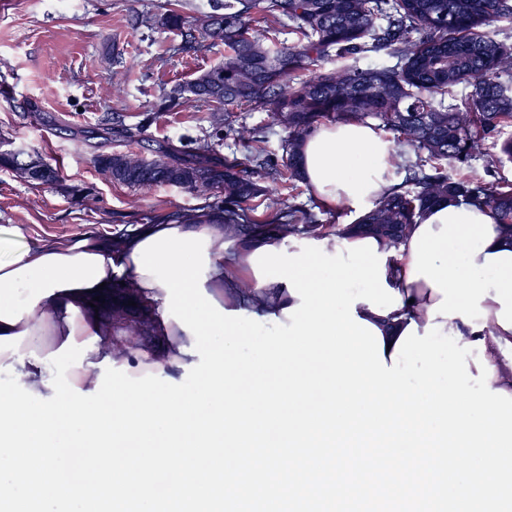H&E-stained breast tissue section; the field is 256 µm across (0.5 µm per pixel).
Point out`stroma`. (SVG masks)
I'll use <instances>...</instances> for the list:
<instances>
[{"label": "stroma", "instance_id": "1", "mask_svg": "<svg viewBox=\"0 0 512 512\" xmlns=\"http://www.w3.org/2000/svg\"><path fill=\"white\" fill-rule=\"evenodd\" d=\"M164 0H0V137L41 155L56 168L53 185L26 182L0 169V228L34 244L84 235L125 233L144 223L148 211L193 209L201 197L172 186L142 192L112 183L90 161L74 129L95 127L104 113L130 127H142L152 141L179 142L196 136L202 109L186 106L147 115L161 94L192 80L224 57L223 44L178 52L180 34L162 26H133L132 16L156 17ZM231 132L221 156L243 158L239 128L264 129L266 149L281 157L282 129L266 113L231 109ZM85 188L74 204L68 187ZM254 199L259 219L271 220L276 203L309 207L314 197L300 181L266 182Z\"/></svg>", "mask_w": 512, "mask_h": 512}]
</instances>
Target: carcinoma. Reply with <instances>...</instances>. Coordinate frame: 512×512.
Returning a JSON list of instances; mask_svg holds the SVG:
<instances>
[{
	"label": "carcinoma",
	"mask_w": 512,
	"mask_h": 512,
	"mask_svg": "<svg viewBox=\"0 0 512 512\" xmlns=\"http://www.w3.org/2000/svg\"><path fill=\"white\" fill-rule=\"evenodd\" d=\"M288 21L299 34L291 45L266 42L256 24ZM512 20V0H218L207 17L192 23L167 3L157 24L192 40L212 39L224 27V59L162 96L157 111L195 104L209 107L212 132L179 147L156 143L147 168L123 167L124 153L110 142H138L140 132L106 117L95 138L93 165L130 187L170 185L210 199L223 215L224 238L244 245L256 236L345 237L367 232L396 252L414 224L435 205L465 202L489 212L512 243V183L490 185L470 169L487 138L512 124V44L487 27ZM384 51L395 64L373 59ZM308 77L303 73L321 63ZM465 84L455 104L448 94ZM267 113L287 136L277 161L255 130L242 159H221L212 138L231 128L229 107ZM378 122L393 135L390 163L408 173L405 183L349 224L323 222L314 209L283 205L274 222L253 220L246 205L262 195L261 181L288 175L302 179L305 138L318 125ZM486 156L490 169L512 161V137ZM102 336L124 345L123 355L145 349L128 344L122 321L102 322Z\"/></svg>",
	"instance_id": "obj_1"
}]
</instances>
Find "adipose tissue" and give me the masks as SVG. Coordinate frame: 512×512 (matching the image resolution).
<instances>
[{
	"label": "adipose tissue",
	"mask_w": 512,
	"mask_h": 512,
	"mask_svg": "<svg viewBox=\"0 0 512 512\" xmlns=\"http://www.w3.org/2000/svg\"><path fill=\"white\" fill-rule=\"evenodd\" d=\"M392 151V141L374 124L325 123L303 145V179L324 204L361 212L394 187ZM171 228L209 237L204 287L224 310H244L265 322L297 305L286 283H259L250 262L253 250L269 244L279 249L282 241L263 236L228 256L224 227L213 219L139 225L117 250L111 240L95 236L29 245L1 238L0 367L19 374L30 391L51 396L45 385L46 361L40 356L50 335L57 356L87 347L72 383L82 391L93 390L95 368L105 355L96 345L99 321L90 303L100 284L124 279L145 297L164 303L165 289L138 272L133 254L139 243ZM385 276L403 306L385 316L368 304L355 306L360 319L380 330L385 346L394 347L409 324H442L444 333H461L463 341L483 340L485 358L494 368L489 386L512 394V244L503 240L489 214L462 202L432 207L401 243L398 263L387 266ZM163 328L177 342L155 350L151 371L176 379L193 361L185 352L193 337L173 320Z\"/></svg>",
	"instance_id": "ef3b65f1"
}]
</instances>
